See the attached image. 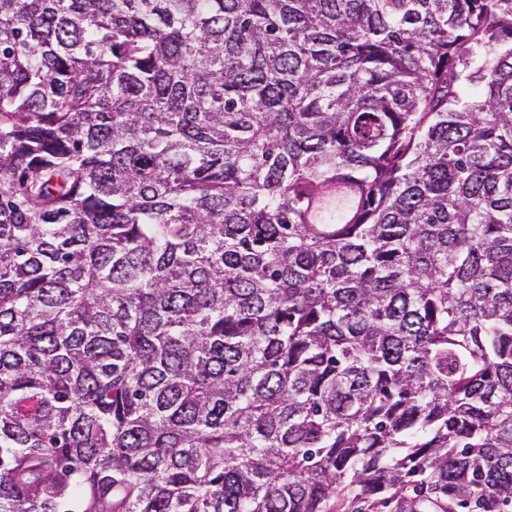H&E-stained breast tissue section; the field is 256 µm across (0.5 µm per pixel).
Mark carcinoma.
Segmentation results:
<instances>
[{
    "label": "carcinoma",
    "instance_id": "1",
    "mask_svg": "<svg viewBox=\"0 0 512 512\" xmlns=\"http://www.w3.org/2000/svg\"><path fill=\"white\" fill-rule=\"evenodd\" d=\"M0 512H512V0H0Z\"/></svg>",
    "mask_w": 512,
    "mask_h": 512
}]
</instances>
